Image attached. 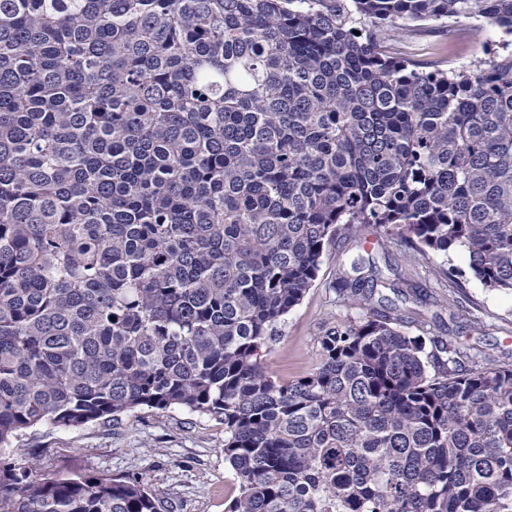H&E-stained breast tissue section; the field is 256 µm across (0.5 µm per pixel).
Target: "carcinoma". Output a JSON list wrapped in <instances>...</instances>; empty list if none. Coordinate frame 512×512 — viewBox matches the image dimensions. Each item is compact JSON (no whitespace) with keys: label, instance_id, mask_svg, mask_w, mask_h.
I'll return each instance as SVG.
<instances>
[{"label":"carcinoma","instance_id":"cac0c4a2","mask_svg":"<svg viewBox=\"0 0 512 512\" xmlns=\"http://www.w3.org/2000/svg\"><path fill=\"white\" fill-rule=\"evenodd\" d=\"M449 18L501 51H392ZM368 224L512 293V0H0V512H163L18 457L144 408L224 423L227 512H512V368L373 277L307 374L264 369Z\"/></svg>","mask_w":512,"mask_h":512}]
</instances>
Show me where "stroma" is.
Segmentation results:
<instances>
[{"mask_svg":"<svg viewBox=\"0 0 512 512\" xmlns=\"http://www.w3.org/2000/svg\"><path fill=\"white\" fill-rule=\"evenodd\" d=\"M500 38L497 27L473 20L425 22L406 31L394 48L417 60L445 58L460 67L492 55ZM358 258L379 270L376 294L401 309L408 332L473 345L512 364V295L487 292L467 276L456 292V307H448L433 275L441 257L409 266L400 243L384 241L379 229L368 226L360 237L330 248L315 284L289 313L281 337L265 357L274 377L293 380L314 367L322 327L350 315L337 305L331 284ZM406 280L411 286L405 290L401 284ZM473 319L479 320L478 329L470 328ZM21 448L43 449L39 475L46 479L138 475L162 492L166 512H225L236 494L234 474L224 460L223 423L181 410H137L108 424L73 429L45 425L24 437Z\"/></svg>","mask_w":512,"mask_h":512,"instance_id":"1","label":"stroma"}]
</instances>
